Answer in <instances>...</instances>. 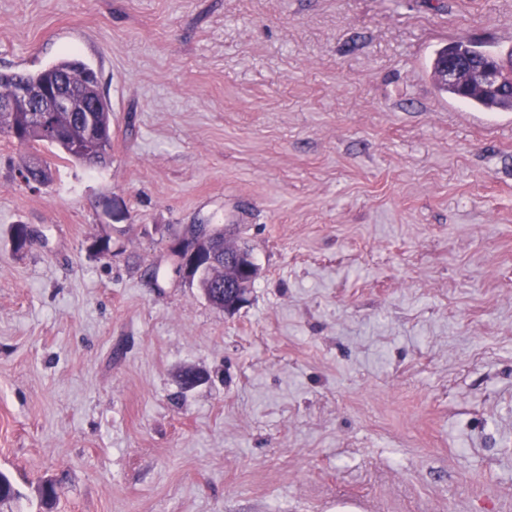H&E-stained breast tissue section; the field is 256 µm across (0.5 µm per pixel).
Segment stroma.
I'll list each match as a JSON object with an SVG mask.
<instances>
[{
  "instance_id": "obj_1",
  "label": "stroma",
  "mask_w": 512,
  "mask_h": 512,
  "mask_svg": "<svg viewBox=\"0 0 512 512\" xmlns=\"http://www.w3.org/2000/svg\"><path fill=\"white\" fill-rule=\"evenodd\" d=\"M461 37L511 53L512 0H0V71L112 104L36 190L0 135V512H512V112L438 91ZM220 229L223 228L216 224H191L185 237L173 247L176 269L185 278L193 280L201 271L211 269V265L215 264L213 252L219 240L218 230ZM225 245L224 242V273L231 270L234 272L231 278H224V291L219 288L214 289L210 278L205 277L206 274L198 277L197 283L199 288H212L213 297L217 299L214 292L224 296V305L220 309L231 312L246 302L249 289L247 286L257 277L258 269L251 265L254 262L249 252L238 248L230 252Z\"/></svg>"
}]
</instances>
